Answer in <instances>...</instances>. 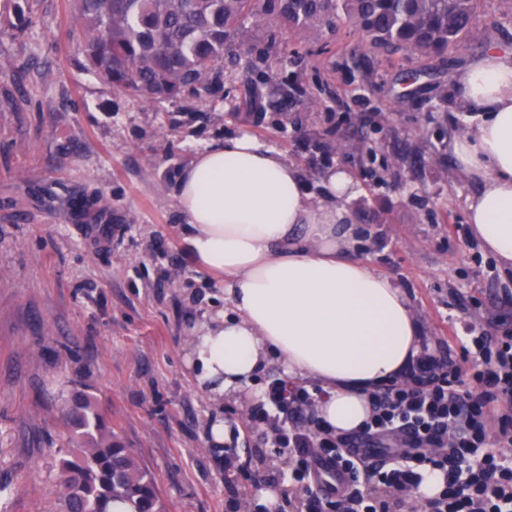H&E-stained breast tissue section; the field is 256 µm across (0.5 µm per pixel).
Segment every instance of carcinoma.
Wrapping results in <instances>:
<instances>
[{"mask_svg": "<svg viewBox=\"0 0 512 512\" xmlns=\"http://www.w3.org/2000/svg\"><path fill=\"white\" fill-rule=\"evenodd\" d=\"M481 0H71L77 63L146 103L206 101L223 87L224 58H236L258 21L305 39L351 24L368 50L391 61L406 53L422 67L485 46L476 29ZM68 448L58 449L60 512H168L150 468L107 424L97 401L73 390L63 414Z\"/></svg>", "mask_w": 512, "mask_h": 512, "instance_id": "carcinoma-1", "label": "carcinoma"}]
</instances>
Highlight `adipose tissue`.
<instances>
[{
    "instance_id": "1",
    "label": "adipose tissue",
    "mask_w": 512,
    "mask_h": 512,
    "mask_svg": "<svg viewBox=\"0 0 512 512\" xmlns=\"http://www.w3.org/2000/svg\"><path fill=\"white\" fill-rule=\"evenodd\" d=\"M455 79L462 103L482 113L449 144L478 185L468 222L512 269V53L488 50ZM321 187L308 192L295 164L248 134L206 146L180 172L186 248L199 267L227 277L237 313L197 324L188 362L218 401L282 361L289 379L322 389L318 417L345 434L369 419L370 391L402 378L422 339L401 289L350 256L351 179L331 168Z\"/></svg>"
}]
</instances>
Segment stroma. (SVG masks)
I'll use <instances>...</instances> for the list:
<instances>
[{
	"instance_id": "35a3bbf8",
	"label": "stroma",
	"mask_w": 512,
	"mask_h": 512,
	"mask_svg": "<svg viewBox=\"0 0 512 512\" xmlns=\"http://www.w3.org/2000/svg\"><path fill=\"white\" fill-rule=\"evenodd\" d=\"M18 7L28 26L0 24V512H58L61 409L76 388L149 466L169 512H255L270 486L285 492L279 512H305L296 458L251 417L258 398L212 400L185 363L191 329L233 312L223 275L182 246L176 179L204 144L249 134L314 193L323 171H346L353 256L406 294L430 347L459 350L464 323L512 318V271L472 236L478 187L448 149L478 117L454 88L471 52L410 88L402 74L416 61L367 56L353 34L308 38L297 54L285 39L260 62L270 29L259 23L225 60L216 100L145 103L75 63L70 0H0L1 14ZM477 22L487 47L512 52V0H482ZM329 130L343 150L325 157L311 143ZM92 225L110 240L91 238ZM218 418L233 433L221 445Z\"/></svg>"
}]
</instances>
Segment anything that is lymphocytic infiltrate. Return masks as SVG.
I'll return each mask as SVG.
<instances>
[{"label":"lymphocytic infiltrate","mask_w":512,"mask_h":512,"mask_svg":"<svg viewBox=\"0 0 512 512\" xmlns=\"http://www.w3.org/2000/svg\"><path fill=\"white\" fill-rule=\"evenodd\" d=\"M465 333L460 358L424 352L403 382L374 391L372 417L353 435L308 415L307 389L268 385L256 412L297 455L298 480L312 484L307 512L402 510L425 468L442 477L426 512H512V328L469 324ZM371 484L395 502L364 493Z\"/></svg>","instance_id":"f902f5d3"}]
</instances>
